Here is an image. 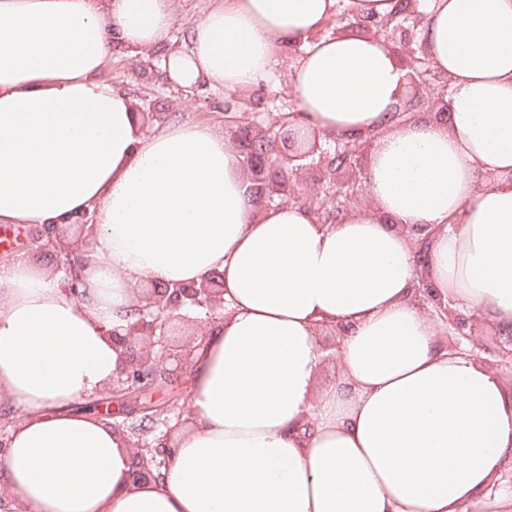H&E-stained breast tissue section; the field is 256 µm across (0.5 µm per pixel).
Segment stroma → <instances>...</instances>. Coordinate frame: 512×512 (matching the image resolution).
Listing matches in <instances>:
<instances>
[{
    "label": "stroma",
    "instance_id": "35a3bbf8",
    "mask_svg": "<svg viewBox=\"0 0 512 512\" xmlns=\"http://www.w3.org/2000/svg\"><path fill=\"white\" fill-rule=\"evenodd\" d=\"M295 58V52H288L275 78L246 94L205 83L188 89L179 87L164 74L157 52L135 60L115 56L103 77L131 94L136 112H161L170 121L198 122L221 130L229 120L262 124L267 115L297 111L292 67Z\"/></svg>",
    "mask_w": 512,
    "mask_h": 512
}]
</instances>
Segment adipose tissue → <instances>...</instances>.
Here are the masks:
<instances>
[{
  "mask_svg": "<svg viewBox=\"0 0 512 512\" xmlns=\"http://www.w3.org/2000/svg\"><path fill=\"white\" fill-rule=\"evenodd\" d=\"M340 0H222L167 77L246 93L299 47V124L368 145L366 199L334 224L258 206L239 147L193 122L139 128L101 77L165 48L171 0H0V222L96 223L71 298L52 263H0V512H512V402L450 351L440 304L512 335V0H418L443 112L400 121L393 44L325 35ZM423 231L415 252L409 228ZM224 283L159 477L128 434L68 405L122 367L139 287ZM425 279L431 300L415 301ZM344 326L321 384L322 328Z\"/></svg>",
  "mask_w": 512,
  "mask_h": 512,
  "instance_id": "adipose-tissue-1",
  "label": "adipose tissue"
}]
</instances>
